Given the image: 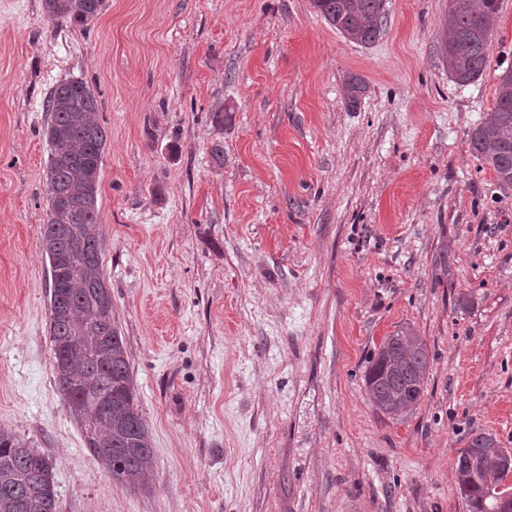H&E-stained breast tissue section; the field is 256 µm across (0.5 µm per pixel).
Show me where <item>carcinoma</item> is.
Segmentation results:
<instances>
[{
  "label": "carcinoma",
  "instance_id": "cac0c4a2",
  "mask_svg": "<svg viewBox=\"0 0 512 512\" xmlns=\"http://www.w3.org/2000/svg\"><path fill=\"white\" fill-rule=\"evenodd\" d=\"M47 16L86 26L104 0H43ZM451 21L440 48L448 75L465 85L490 64L500 0H449ZM385 0H312L320 16L363 46L380 37ZM49 120L47 215L42 246L50 266V342L58 390L80 425L84 448L112 479L145 488L154 474L149 428L137 402L126 342L106 282L97 192L107 136L98 98L86 82L63 80L45 99ZM473 152L512 186V70L500 75L495 104L471 135ZM426 343L407 332L385 338L365 373L375 410L394 418L421 400ZM505 450L485 432L471 435L456 462L457 489L468 512H512L495 489ZM54 467L27 441L0 426V512H58Z\"/></svg>",
  "mask_w": 512,
  "mask_h": 512
}]
</instances>
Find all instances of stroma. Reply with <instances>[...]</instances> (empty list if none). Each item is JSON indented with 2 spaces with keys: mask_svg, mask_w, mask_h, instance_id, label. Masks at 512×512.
Listing matches in <instances>:
<instances>
[{
  "mask_svg": "<svg viewBox=\"0 0 512 512\" xmlns=\"http://www.w3.org/2000/svg\"><path fill=\"white\" fill-rule=\"evenodd\" d=\"M386 12L364 47L311 0H104L84 28L0 0V426L50 458L59 512H466L469 434L512 452V187L470 141L512 66V0L466 85L448 0ZM69 79L107 134L102 258L148 492L89 456L52 372L43 103ZM399 331L429 370L392 419L364 374Z\"/></svg>",
  "mask_w": 512,
  "mask_h": 512,
  "instance_id": "1",
  "label": "stroma"
}]
</instances>
